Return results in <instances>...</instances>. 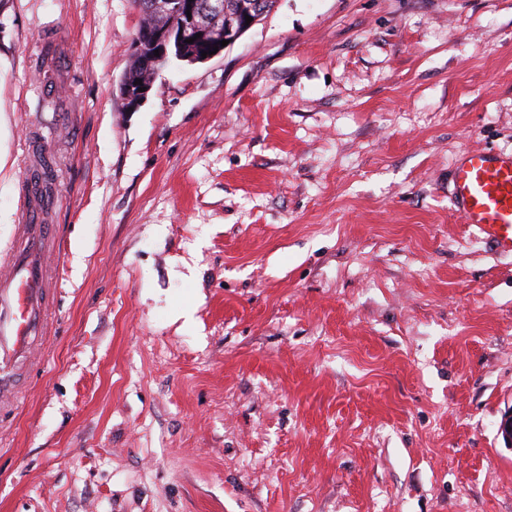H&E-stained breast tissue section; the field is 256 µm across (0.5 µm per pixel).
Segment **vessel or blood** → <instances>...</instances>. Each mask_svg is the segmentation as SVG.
<instances>
[{
    "mask_svg": "<svg viewBox=\"0 0 512 512\" xmlns=\"http://www.w3.org/2000/svg\"><path fill=\"white\" fill-rule=\"evenodd\" d=\"M451 201L464 224L495 251L512 254V152L465 151L452 177ZM18 245L0 254V394L8 393L10 368L26 357L45 325L51 227L40 207L22 201Z\"/></svg>",
    "mask_w": 512,
    "mask_h": 512,
    "instance_id": "vessel-or-blood-1",
    "label": "vessel or blood"
}]
</instances>
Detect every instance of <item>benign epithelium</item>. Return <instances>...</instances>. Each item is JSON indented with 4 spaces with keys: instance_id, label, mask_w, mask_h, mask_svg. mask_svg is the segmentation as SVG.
I'll use <instances>...</instances> for the list:
<instances>
[{
    "instance_id": "obj_1",
    "label": "benign epithelium",
    "mask_w": 512,
    "mask_h": 512,
    "mask_svg": "<svg viewBox=\"0 0 512 512\" xmlns=\"http://www.w3.org/2000/svg\"><path fill=\"white\" fill-rule=\"evenodd\" d=\"M226 11L225 0H207V3L201 4L197 0H150L144 7V13L141 14L140 29L149 36L147 47H142L140 43L134 44V60L144 70L153 72L157 64L165 61L172 50L180 48L185 38L192 32L202 26L201 15L210 12L219 17L224 16ZM261 0H249V3H239V19L236 28L228 27L224 29L221 39L229 41V45L241 38L246 25L245 16L252 17V21H257L261 14ZM161 14H174L180 20L177 28H155L153 20L155 16ZM142 87L146 91H139V86L122 85L119 87V95L123 100L127 111H137L147 100L152 84L144 83Z\"/></svg>"
}]
</instances>
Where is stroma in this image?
<instances>
[{"mask_svg":"<svg viewBox=\"0 0 512 512\" xmlns=\"http://www.w3.org/2000/svg\"><path fill=\"white\" fill-rule=\"evenodd\" d=\"M133 0H0V251L38 145L46 333L0 512H512V0H278L126 111ZM450 198L478 237L512 254V152L465 151L454 167Z\"/></svg>","mask_w":512,"mask_h":512,"instance_id":"35a3bbf8","label":"stroma"}]
</instances>
